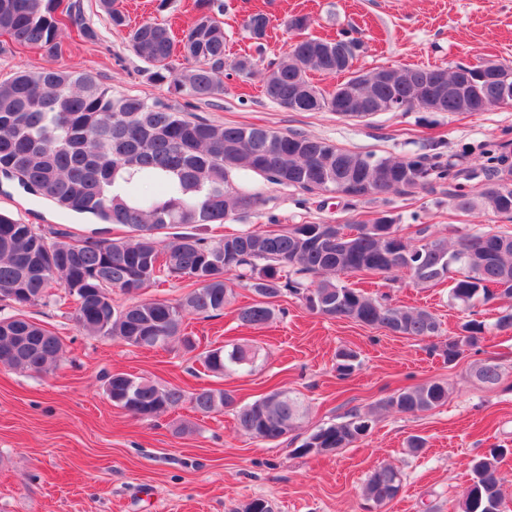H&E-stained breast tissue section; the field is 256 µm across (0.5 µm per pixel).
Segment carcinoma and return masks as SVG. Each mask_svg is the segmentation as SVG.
<instances>
[{
  "label": "carcinoma",
  "instance_id": "carcinoma-1",
  "mask_svg": "<svg viewBox=\"0 0 512 512\" xmlns=\"http://www.w3.org/2000/svg\"><path fill=\"white\" fill-rule=\"evenodd\" d=\"M112 28L127 26L115 0H99ZM197 17L175 39L169 24L158 18L142 22L128 33L131 51L147 64L148 80L167 86L169 93L191 99L224 94V26L216 18L217 0H195ZM270 19L263 12L248 16L244 28L262 40ZM76 28L78 36L97 33L84 21L80 6L69 0H0V36L20 48H35L56 59L63 53L60 35ZM334 42L307 37L292 44L265 68L249 57L231 69L247 79L258 77L268 100L296 112L336 111V91L314 85L308 72L333 76L350 70L336 58ZM377 75L350 76L342 85L367 103L390 100L395 110L419 105V94L440 83L463 87L467 70L457 64L440 67H386ZM494 81L471 98L468 111L485 112L512 104L503 100ZM508 145L492 156L495 166L470 194L459 181L477 178L454 171L426 157L393 159L360 154L301 133H280L263 127L214 124L174 112L163 102L114 93L89 73L56 67L38 71L18 68L0 81V172L12 175L27 191L69 213L129 229L123 239L99 236L79 240L50 239L30 224L0 212V300L14 305L35 304L61 288L73 298L75 321L88 336L120 340L135 347L154 348L180 334L188 314L221 312L242 284L261 300L238 309L241 323L262 327L276 316L266 302L283 294L302 300L307 309L329 319L352 320L418 341L440 332L437 318L426 309L387 303L384 297L336 281L339 274L381 275L396 280L405 275L417 286L453 281L451 300L471 310L496 296L512 297V233L476 232L456 243L417 230L416 243L403 239L397 218L382 213L369 224H283L279 229L243 230L210 243L185 227L222 224L239 214L258 210L260 189L235 187L233 179L249 173L276 185L307 192L341 189L352 199L407 192L413 188L454 182L457 209H483L512 219V164ZM147 184L164 187L161 195L142 191ZM176 228L164 242L158 231ZM165 276L187 278L197 285L176 300L145 299L114 306L112 292L129 294L159 284ZM486 325L470 319L461 333L431 349L450 364L468 350H478ZM60 337L21 315L0 316V366L45 373L57 366ZM256 348L235 345L205 351L202 364L217 376L252 371ZM354 351L338 354L336 373L347 378L359 367ZM502 366L486 360L476 369L483 383L495 385ZM105 393L112 403L142 422L184 403L209 415L234 412L239 430L252 439L273 442L294 431L306 413L303 401L274 388L259 399L239 404L234 391L179 386L134 378L125 373L106 376ZM448 401V386L426 381L400 389L381 400L377 409L395 414L432 411ZM374 410L354 411L350 419L321 427L302 448H346L365 437ZM504 449L470 461L472 484L459 504L461 512H501L503 495L497 462ZM401 487L400 473L380 466L364 488V497L382 508Z\"/></svg>",
  "mask_w": 512,
  "mask_h": 512
}]
</instances>
